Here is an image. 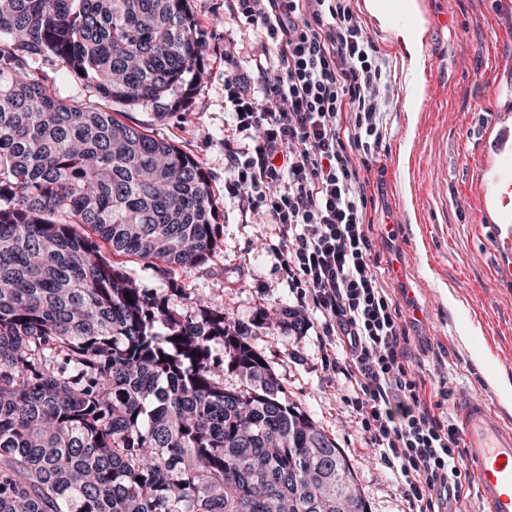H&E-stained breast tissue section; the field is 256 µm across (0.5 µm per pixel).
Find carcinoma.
Segmentation results:
<instances>
[{"mask_svg": "<svg viewBox=\"0 0 512 512\" xmlns=\"http://www.w3.org/2000/svg\"><path fill=\"white\" fill-rule=\"evenodd\" d=\"M197 27L190 0H0V512H370L252 324L114 260L194 273L218 246L200 162L119 111L188 105Z\"/></svg>", "mask_w": 512, "mask_h": 512, "instance_id": "1", "label": "carcinoma"}]
</instances>
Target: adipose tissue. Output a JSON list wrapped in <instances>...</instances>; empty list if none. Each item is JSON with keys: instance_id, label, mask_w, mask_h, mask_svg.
Returning <instances> with one entry per match:
<instances>
[{"instance_id": "adipose-tissue-1", "label": "adipose tissue", "mask_w": 512, "mask_h": 512, "mask_svg": "<svg viewBox=\"0 0 512 512\" xmlns=\"http://www.w3.org/2000/svg\"><path fill=\"white\" fill-rule=\"evenodd\" d=\"M363 8L374 26L390 34L403 46L408 60V85L411 90L407 108L412 112L419 111L423 99V80L420 72V61L424 55L422 29L418 26L409 28L396 22L399 11L403 9L411 15H418L417 0H363Z\"/></svg>"}]
</instances>
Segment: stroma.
I'll return each instance as SVG.
<instances>
[{"instance_id": "35a3bbf8", "label": "stroma", "mask_w": 512, "mask_h": 512, "mask_svg": "<svg viewBox=\"0 0 512 512\" xmlns=\"http://www.w3.org/2000/svg\"><path fill=\"white\" fill-rule=\"evenodd\" d=\"M426 20V100L419 115L406 110L409 90L403 48L363 27L387 67L393 94L381 148L368 158L367 219L376 257L407 336L414 371L429 374L435 412L448 417L459 397L485 399L512 426V395L492 377L512 376V285L497 283V247L487 234L512 209V192L493 179L499 154L512 152V0H418ZM207 34L205 77L190 109L155 121L131 110L130 119L193 155L208 173L223 226L203 272L151 275L131 258L123 265L138 283L163 292L183 288L207 298L233 321L277 316L298 307V295L273 253L279 239L263 215L224 197V43L244 39L249 67L260 45L245 28L212 20L224 0H191ZM253 342L275 372L282 396L335 438L355 468L371 512H409L400 485L370 460L352 422L350 396L325 361L319 323L303 336L269 326Z\"/></svg>"}]
</instances>
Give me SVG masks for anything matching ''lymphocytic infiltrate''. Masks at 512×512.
<instances>
[{
    "label": "lymphocytic infiltrate",
    "instance_id": "1",
    "mask_svg": "<svg viewBox=\"0 0 512 512\" xmlns=\"http://www.w3.org/2000/svg\"><path fill=\"white\" fill-rule=\"evenodd\" d=\"M262 53L252 73L224 50V195L262 210L300 307L318 314L331 363L352 393L365 443L412 512L462 497V438L405 366L406 336L382 285L366 222L365 155L381 145L386 73L351 0H224Z\"/></svg>",
    "mask_w": 512,
    "mask_h": 512
}]
</instances>
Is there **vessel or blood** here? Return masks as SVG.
I'll list each match as a JSON object with an SVG mask.
<instances>
[{
  "instance_id": "1",
  "label": "vessel or blood",
  "mask_w": 512,
  "mask_h": 512,
  "mask_svg": "<svg viewBox=\"0 0 512 512\" xmlns=\"http://www.w3.org/2000/svg\"><path fill=\"white\" fill-rule=\"evenodd\" d=\"M494 242L508 255L499 264L500 280L512 282V214L489 227ZM468 463L479 475L484 512H512V426L506 425L481 399L454 404Z\"/></svg>"
}]
</instances>
